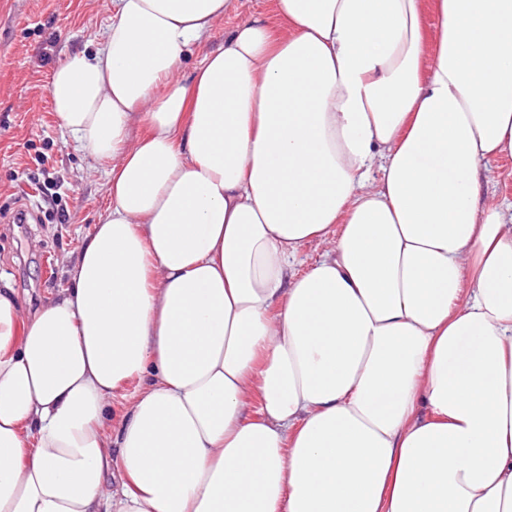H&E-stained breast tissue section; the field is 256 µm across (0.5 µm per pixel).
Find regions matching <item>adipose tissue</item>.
Here are the masks:
<instances>
[{
	"label": "adipose tissue",
	"instance_id": "adipose-tissue-1",
	"mask_svg": "<svg viewBox=\"0 0 512 512\" xmlns=\"http://www.w3.org/2000/svg\"><path fill=\"white\" fill-rule=\"evenodd\" d=\"M278 3L186 78L234 0H112L53 71L109 203L0 289V512H512V0ZM492 167L495 174L501 176L493 181L482 182L481 198L507 206L512 203V157L497 159ZM326 248L327 245L320 241H313L304 245L299 251L298 260L293 268L294 272L302 273L308 270L321 257Z\"/></svg>",
	"mask_w": 512,
	"mask_h": 512
}]
</instances>
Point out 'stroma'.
Returning a JSON list of instances; mask_svg holds the SVG:
<instances>
[{
    "instance_id": "35a3bbf8",
    "label": "stroma",
    "mask_w": 512,
    "mask_h": 512,
    "mask_svg": "<svg viewBox=\"0 0 512 512\" xmlns=\"http://www.w3.org/2000/svg\"><path fill=\"white\" fill-rule=\"evenodd\" d=\"M111 13L112 0H0V287L14 288L25 317L69 287V267L108 204L102 170L59 126L49 83L70 52L94 49ZM255 14L282 24L276 0H236L187 54L184 74ZM39 154L48 165L37 164ZM48 181L63 182L60 200L40 194ZM24 205L39 211L40 223H13ZM61 210L68 223H58Z\"/></svg>"
}]
</instances>
